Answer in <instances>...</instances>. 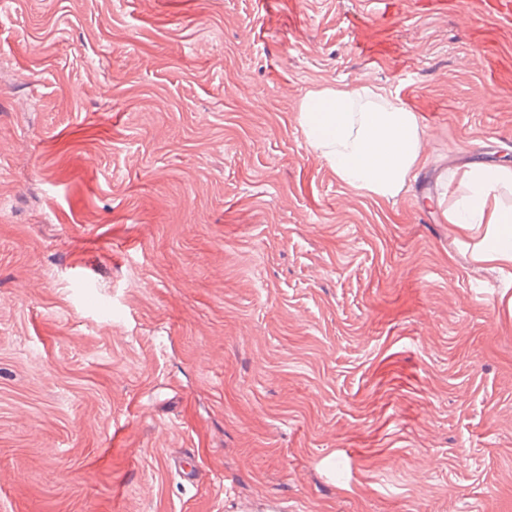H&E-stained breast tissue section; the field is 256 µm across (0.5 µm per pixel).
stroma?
<instances>
[{"label":"stroma","mask_w":512,"mask_h":512,"mask_svg":"<svg viewBox=\"0 0 512 512\" xmlns=\"http://www.w3.org/2000/svg\"><path fill=\"white\" fill-rule=\"evenodd\" d=\"M415 112L394 197L307 92ZM512 161V0L0 7V512H512V279L445 219Z\"/></svg>","instance_id":"1"}]
</instances>
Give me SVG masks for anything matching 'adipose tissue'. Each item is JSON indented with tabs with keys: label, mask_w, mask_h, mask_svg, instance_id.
Wrapping results in <instances>:
<instances>
[{
	"label": "adipose tissue",
	"mask_w": 512,
	"mask_h": 512,
	"mask_svg": "<svg viewBox=\"0 0 512 512\" xmlns=\"http://www.w3.org/2000/svg\"><path fill=\"white\" fill-rule=\"evenodd\" d=\"M368 88H327L308 92L299 112L310 146L345 184L379 196L405 189L423 162L417 116L395 102L364 103ZM460 191L448 208L449 224L462 230L484 226L482 262L512 266V209L493 204L498 191L512 192V163L462 168Z\"/></svg>",
	"instance_id": "obj_1"
}]
</instances>
